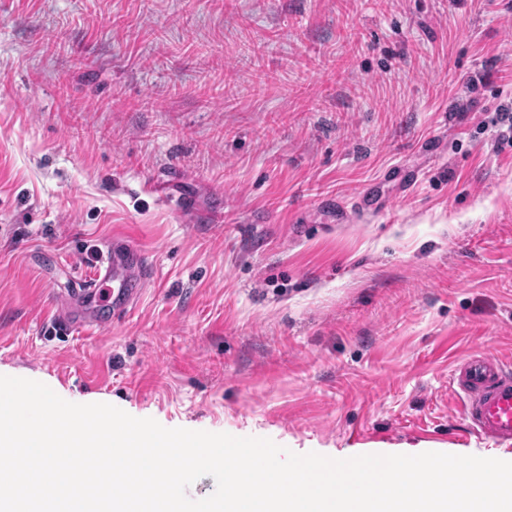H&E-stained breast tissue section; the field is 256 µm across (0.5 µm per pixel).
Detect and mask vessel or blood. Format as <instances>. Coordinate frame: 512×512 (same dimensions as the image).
Returning a JSON list of instances; mask_svg holds the SVG:
<instances>
[{
  "label": "vessel or blood",
  "mask_w": 512,
  "mask_h": 512,
  "mask_svg": "<svg viewBox=\"0 0 512 512\" xmlns=\"http://www.w3.org/2000/svg\"><path fill=\"white\" fill-rule=\"evenodd\" d=\"M148 258H130L123 250L99 253L92 277L76 291L80 309H66L56 324L64 333L89 334L106 327L102 307L127 310L144 291ZM461 399L460 412L468 428L497 445H512V365L494 353L481 351L457 361L448 380Z\"/></svg>",
  "instance_id": "b4317fda"
}]
</instances>
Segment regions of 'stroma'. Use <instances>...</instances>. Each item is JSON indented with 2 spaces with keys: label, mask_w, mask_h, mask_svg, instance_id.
<instances>
[{
  "label": "stroma",
  "mask_w": 512,
  "mask_h": 512,
  "mask_svg": "<svg viewBox=\"0 0 512 512\" xmlns=\"http://www.w3.org/2000/svg\"><path fill=\"white\" fill-rule=\"evenodd\" d=\"M512 0H0V375L297 454H495L512 363ZM146 290L58 308L115 237ZM467 427L496 445H512V366L481 351L457 361L448 380Z\"/></svg>",
  "instance_id": "stroma-1"
}]
</instances>
